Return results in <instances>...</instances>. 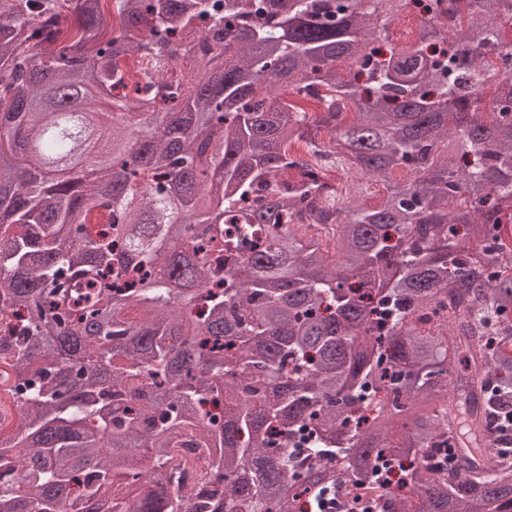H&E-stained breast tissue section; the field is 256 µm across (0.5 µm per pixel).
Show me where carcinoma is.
<instances>
[{
  "label": "carcinoma",
  "instance_id": "1",
  "mask_svg": "<svg viewBox=\"0 0 512 512\" xmlns=\"http://www.w3.org/2000/svg\"><path fill=\"white\" fill-rule=\"evenodd\" d=\"M422 2L0 0V512H512V0ZM185 438L179 437L178 441H183ZM190 438H187L185 442H179L183 443V445H179L176 449V454L179 456V458L187 461V466L183 472L182 475V482L183 483H195L199 476V466L204 465V460L201 459V449H196L197 445L191 441H189ZM194 447V448H192ZM200 458V460H197ZM192 463L194 464L192 466Z\"/></svg>",
  "mask_w": 512,
  "mask_h": 512
}]
</instances>
